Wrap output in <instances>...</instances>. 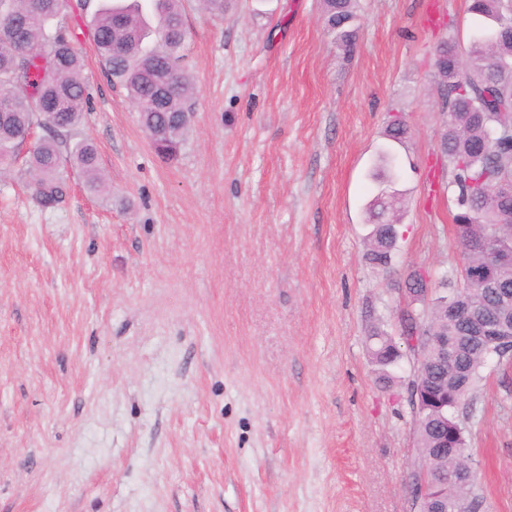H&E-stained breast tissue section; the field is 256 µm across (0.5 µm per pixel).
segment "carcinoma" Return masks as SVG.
I'll return each mask as SVG.
<instances>
[{
  "label": "carcinoma",
  "mask_w": 512,
  "mask_h": 512,
  "mask_svg": "<svg viewBox=\"0 0 512 512\" xmlns=\"http://www.w3.org/2000/svg\"><path fill=\"white\" fill-rule=\"evenodd\" d=\"M357 0H322L325 26L340 49L351 52L358 36ZM66 0H0V166L16 161V150L34 126L47 129L29 152L26 172L35 198L43 205L62 194V161L83 175L88 189L99 193L105 180L98 152L89 139L71 142L73 130L87 110L89 93L82 80V59L63 25ZM468 11L476 25L462 50L444 39L430 51L431 67L448 103L440 151L451 168L448 194L454 196V232L462 251L461 267L443 275L435 287L427 317L401 319L404 343L419 356L411 386L422 391L413 408V428L420 467L427 479L415 484L418 512H480L482 497L476 478L461 472L468 455L446 453L466 447L455 429L456 412L466 404L481 379L486 357L499 349L482 339L484 322H512V268L497 266L495 252L512 248V0H471ZM98 54L112 84L126 90L149 137L180 149L191 121L185 117L195 94L184 63L186 38L182 0H113L94 19ZM409 134L398 116L385 135L400 142ZM395 163L383 146L370 174L375 192L366 204L370 262L391 264L398 231L394 216L402 196L385 200L381 173ZM431 282L410 275L405 288L426 293ZM452 298L454 311L442 307ZM453 340L455 360L440 355L443 337ZM416 340L412 346L410 340ZM370 354L382 379L402 358L400 344L382 332L369 336Z\"/></svg>",
  "instance_id": "1"
}]
</instances>
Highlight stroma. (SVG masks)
<instances>
[{
	"label": "stroma",
	"mask_w": 512,
	"mask_h": 512,
	"mask_svg": "<svg viewBox=\"0 0 512 512\" xmlns=\"http://www.w3.org/2000/svg\"><path fill=\"white\" fill-rule=\"evenodd\" d=\"M101 0H69L90 109L54 206L0 170V512H413L406 352L383 385L374 329L457 269L430 66L469 39L467 0H359L344 55L321 0H183L195 118L153 152L93 42ZM410 129L387 144L393 116ZM405 205L390 267L367 257L381 146ZM466 419L482 512H512V364L489 358Z\"/></svg>",
	"instance_id": "35a3bbf8"
}]
</instances>
